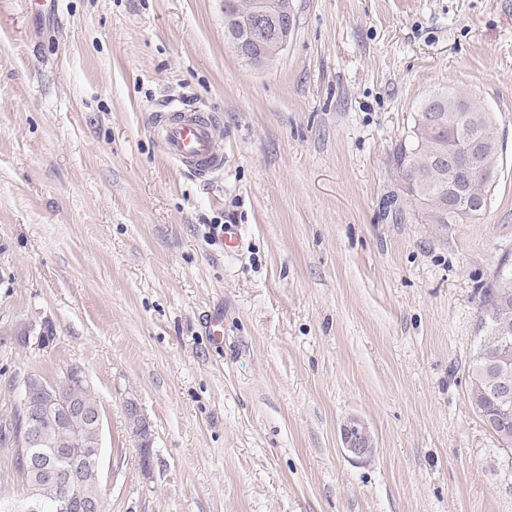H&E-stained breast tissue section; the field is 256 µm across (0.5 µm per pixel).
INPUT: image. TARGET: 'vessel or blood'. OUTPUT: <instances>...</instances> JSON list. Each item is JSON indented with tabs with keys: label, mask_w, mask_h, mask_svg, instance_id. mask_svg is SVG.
Listing matches in <instances>:
<instances>
[{
	"label": "vessel or blood",
	"mask_w": 512,
	"mask_h": 512,
	"mask_svg": "<svg viewBox=\"0 0 512 512\" xmlns=\"http://www.w3.org/2000/svg\"><path fill=\"white\" fill-rule=\"evenodd\" d=\"M156 133L165 153L195 174L205 177L222 170L224 156L214 141L212 123L201 113L172 108L160 115Z\"/></svg>",
	"instance_id": "1"
}]
</instances>
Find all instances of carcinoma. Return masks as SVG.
<instances>
[{"label": "carcinoma", "instance_id": "carcinoma-1", "mask_svg": "<svg viewBox=\"0 0 512 512\" xmlns=\"http://www.w3.org/2000/svg\"><path fill=\"white\" fill-rule=\"evenodd\" d=\"M435 100L421 101L409 144L399 145L392 155V163L408 184V191L417 203L420 222L448 224V170L433 162L435 152L448 141V128L431 126L425 122L426 113L441 112L452 120L462 116L473 117L470 133L484 143L483 166L498 174L500 143L497 127L491 113L484 111L465 90L442 88L432 92ZM478 329L482 333L480 347L469 368L471 402L484 418L500 416L499 402L493 395L496 374L493 368L507 363L512 369V273L498 275L482 291V314ZM50 396L40 397V406L52 404L51 397H68L95 409L99 407L89 383L76 381L69 375H58L45 380ZM47 447L55 451L51 458L38 457L35 468H30L28 450L19 447V409H14L10 420L0 425V445H15L13 468L25 485V491L34 492L43 506L40 512H57L58 479L77 467L83 473V493L86 498L101 496L92 470L99 450V434L92 421L76 420L67 425L49 423ZM55 470V475L42 472L44 466Z\"/></svg>", "mask_w": 512, "mask_h": 512}]
</instances>
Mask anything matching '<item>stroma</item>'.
Segmentation results:
<instances>
[{
    "label": "stroma",
    "instance_id": "obj_1",
    "mask_svg": "<svg viewBox=\"0 0 512 512\" xmlns=\"http://www.w3.org/2000/svg\"><path fill=\"white\" fill-rule=\"evenodd\" d=\"M294 5L259 69L224 0H0V420L27 375L80 367L106 512H512L468 383L482 290L512 264V0ZM439 87L502 144L485 209L445 227L391 162ZM173 105L215 118L223 171L165 155ZM353 428L358 429L354 425H346L342 429V439L345 449L360 458L370 456L374 450L371 439L365 433H360L358 430L353 434Z\"/></svg>",
    "mask_w": 512,
    "mask_h": 512
}]
</instances>
